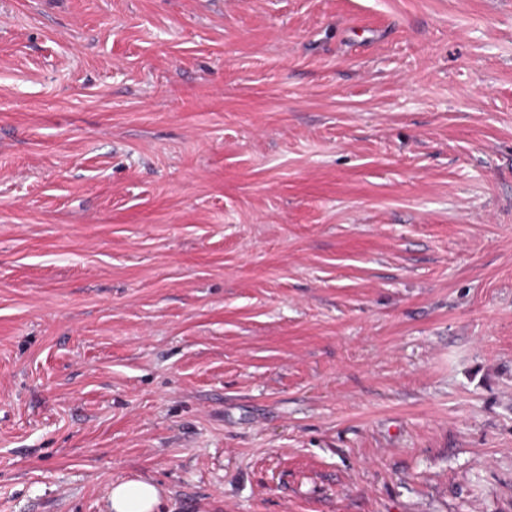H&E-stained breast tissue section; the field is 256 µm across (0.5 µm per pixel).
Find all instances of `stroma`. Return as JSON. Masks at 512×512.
<instances>
[{
	"label": "stroma",
	"instance_id": "stroma-1",
	"mask_svg": "<svg viewBox=\"0 0 512 512\" xmlns=\"http://www.w3.org/2000/svg\"><path fill=\"white\" fill-rule=\"evenodd\" d=\"M512 512V0H0V512ZM160 490L151 481L130 479L112 485L110 511L155 512Z\"/></svg>",
	"mask_w": 512,
	"mask_h": 512
}]
</instances>
